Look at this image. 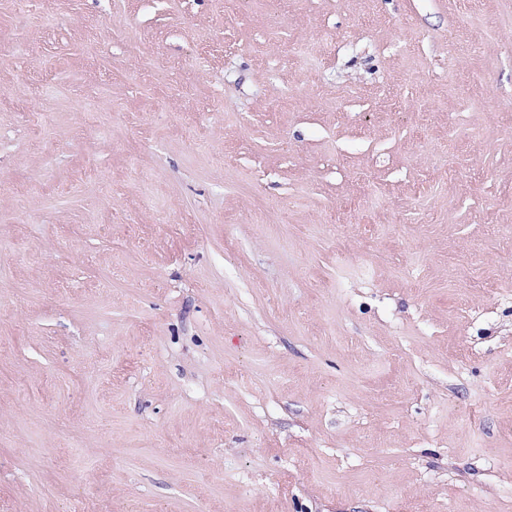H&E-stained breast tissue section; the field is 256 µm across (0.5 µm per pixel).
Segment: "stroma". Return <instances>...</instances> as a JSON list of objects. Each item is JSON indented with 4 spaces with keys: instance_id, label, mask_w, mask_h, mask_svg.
<instances>
[{
    "instance_id": "35a3bbf8",
    "label": "stroma",
    "mask_w": 512,
    "mask_h": 512,
    "mask_svg": "<svg viewBox=\"0 0 512 512\" xmlns=\"http://www.w3.org/2000/svg\"><path fill=\"white\" fill-rule=\"evenodd\" d=\"M0 512H512V0H0Z\"/></svg>"
}]
</instances>
